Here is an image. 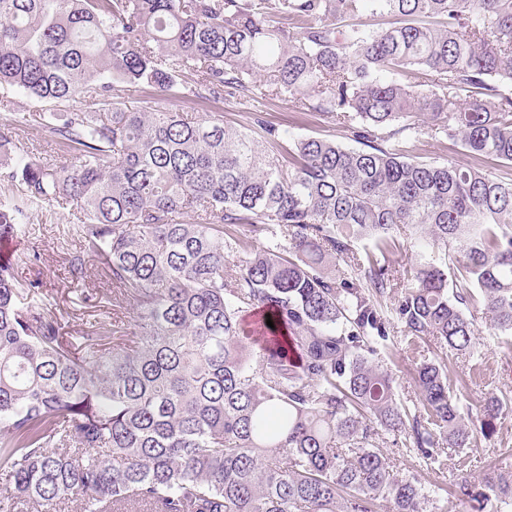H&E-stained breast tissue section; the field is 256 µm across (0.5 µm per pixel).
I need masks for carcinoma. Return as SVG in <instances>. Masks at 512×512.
I'll return each mask as SVG.
<instances>
[{
	"instance_id": "carcinoma-1",
	"label": "carcinoma",
	"mask_w": 512,
	"mask_h": 512,
	"mask_svg": "<svg viewBox=\"0 0 512 512\" xmlns=\"http://www.w3.org/2000/svg\"><path fill=\"white\" fill-rule=\"evenodd\" d=\"M504 84L512 0H0V85L48 105L42 129L66 154L0 135V183L18 188L0 197V240L32 210L73 206L68 282L94 257L112 306L137 311L65 336L57 303L0 262V512H428L379 432L441 472L448 450L494 434L503 401L472 415L425 360L408 406L376 359L393 318L409 351L432 336L471 352L476 291L512 335V178L405 145L423 115L432 136L511 166ZM146 87L286 97L361 147L260 116L249 132L122 107ZM403 229L434 256L388 312ZM453 486L459 503L512 506L501 476Z\"/></svg>"
}]
</instances>
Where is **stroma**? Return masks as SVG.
I'll list each match as a JSON object with an SVG mask.
<instances>
[{
    "label": "stroma",
    "mask_w": 512,
    "mask_h": 512,
    "mask_svg": "<svg viewBox=\"0 0 512 512\" xmlns=\"http://www.w3.org/2000/svg\"><path fill=\"white\" fill-rule=\"evenodd\" d=\"M128 108L137 109L153 104L199 117L220 112L224 122L238 129H253L254 113L291 136H314L333 141L344 147L355 142L346 129L311 112H296L287 100L266 99L260 102L248 98H228L220 102L194 97H167L157 90L144 88L139 94L126 98ZM43 109L39 103L17 89L0 88V132L11 136L16 145L48 159L58 158L59 152L38 125L23 129L13 128L14 113L38 115ZM409 157L428 162L469 163L470 158L456 143L421 136L409 143ZM70 210L55 206L29 214L25 235L10 241V259L20 283L38 282L44 292L53 296L67 335L77 336L98 320L103 305L108 302L103 289L104 271L94 260L87 263L86 283L70 288L66 280V257L73 244L67 237V227L75 223ZM467 314L474 321L477 335L471 353L458 355L441 346L433 337H425L418 352H410L404 343H396L382 356L384 364L397 370V393L402 400L413 398L416 391L413 373L424 360L445 363L453 387L459 390L463 403L470 412H479L485 398L508 393L512 395V341L499 335L483 313L482 304L469 307ZM448 470H464L474 483L486 478L512 472V407L503 411L492 438H476L472 447L448 452Z\"/></svg>",
    "instance_id": "stroma-1"
}]
</instances>
